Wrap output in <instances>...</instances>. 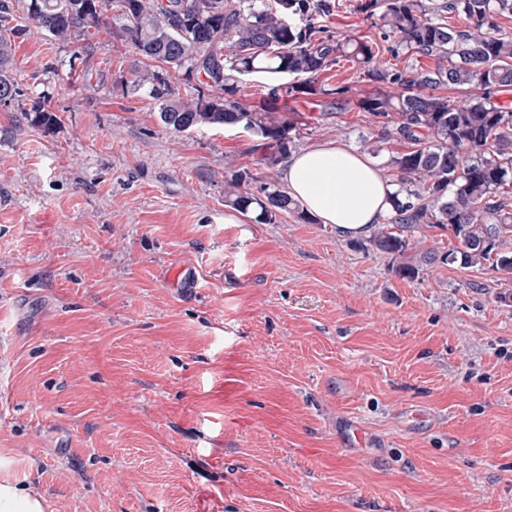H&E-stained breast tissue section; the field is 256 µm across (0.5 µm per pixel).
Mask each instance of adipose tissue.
<instances>
[{
    "mask_svg": "<svg viewBox=\"0 0 512 512\" xmlns=\"http://www.w3.org/2000/svg\"><path fill=\"white\" fill-rule=\"evenodd\" d=\"M289 196L313 218L344 237L367 235L389 215L396 185L365 155L337 142L321 143L289 157L280 171ZM0 459V512H44L41 498L9 477Z\"/></svg>",
    "mask_w": 512,
    "mask_h": 512,
    "instance_id": "obj_1",
    "label": "adipose tissue"
}]
</instances>
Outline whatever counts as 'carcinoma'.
Masks as SVG:
<instances>
[{
  "label": "carcinoma",
  "instance_id": "1",
  "mask_svg": "<svg viewBox=\"0 0 512 512\" xmlns=\"http://www.w3.org/2000/svg\"><path fill=\"white\" fill-rule=\"evenodd\" d=\"M17 0H0V95L8 105L19 93L13 68L15 39L26 27L17 19ZM28 17L62 44H78L69 61L92 52L102 29L130 47L147 64L131 71L126 87L145 91L158 106L161 123L174 132L202 127H240L263 141L261 162L274 168L296 148L292 122L276 115L279 93L318 96L323 106L343 109L347 85L333 87L319 76L347 60L379 85L357 101L376 119L380 138L407 142L411 149L390 158L398 190L393 217L378 224L372 245L401 254L416 229L439 227L456 240L444 252L427 251L422 261L461 268L490 265L512 283V103L494 95L512 91V33L496 19H512V0H359L356 10L376 17L387 51L397 58L435 57L429 69L387 65L374 44L335 38L323 19L335 0H24ZM461 16L462 27L441 13ZM192 88L182 97L177 74ZM270 74L301 77L271 89L272 102L250 107L237 99L239 79ZM439 87L470 89L462 99L435 95ZM37 124H57L48 99L31 103ZM246 170L231 174L225 191L230 206L274 224L297 212V203L276 182L251 191Z\"/></svg>",
  "mask_w": 512,
  "mask_h": 512
}]
</instances>
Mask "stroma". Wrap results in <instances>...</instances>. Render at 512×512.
<instances>
[{
    "label": "stroma",
    "mask_w": 512,
    "mask_h": 512,
    "mask_svg": "<svg viewBox=\"0 0 512 512\" xmlns=\"http://www.w3.org/2000/svg\"><path fill=\"white\" fill-rule=\"evenodd\" d=\"M330 34L380 41L357 0ZM0 104V457L44 512H512V284L285 214H233L224 180L259 164L242 129H166L124 85L142 59L34 21ZM345 110L284 98L298 148L339 141L380 167L343 61ZM50 95L52 132L29 108ZM190 266L192 292L167 279Z\"/></svg>",
    "instance_id": "obj_1"
}]
</instances>
